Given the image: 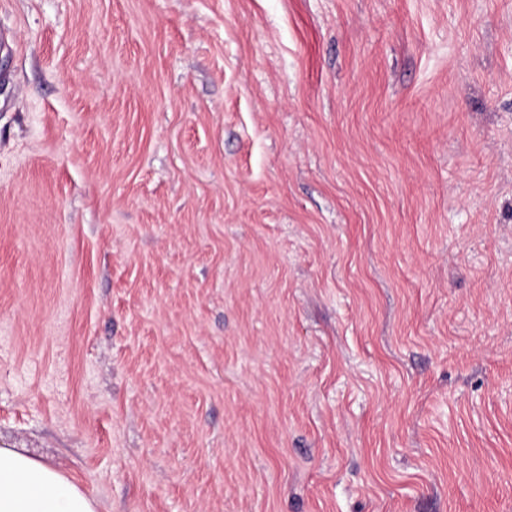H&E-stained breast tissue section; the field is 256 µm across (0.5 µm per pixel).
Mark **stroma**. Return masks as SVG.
Here are the masks:
<instances>
[{
    "label": "stroma",
    "instance_id": "obj_1",
    "mask_svg": "<svg viewBox=\"0 0 512 512\" xmlns=\"http://www.w3.org/2000/svg\"><path fill=\"white\" fill-rule=\"evenodd\" d=\"M0 30V447L99 512H512V0Z\"/></svg>",
    "mask_w": 512,
    "mask_h": 512
}]
</instances>
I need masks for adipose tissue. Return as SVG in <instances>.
<instances>
[{"label":"adipose tissue","instance_id":"obj_1","mask_svg":"<svg viewBox=\"0 0 512 512\" xmlns=\"http://www.w3.org/2000/svg\"><path fill=\"white\" fill-rule=\"evenodd\" d=\"M96 502L48 462L0 448V512H97Z\"/></svg>","mask_w":512,"mask_h":512}]
</instances>
